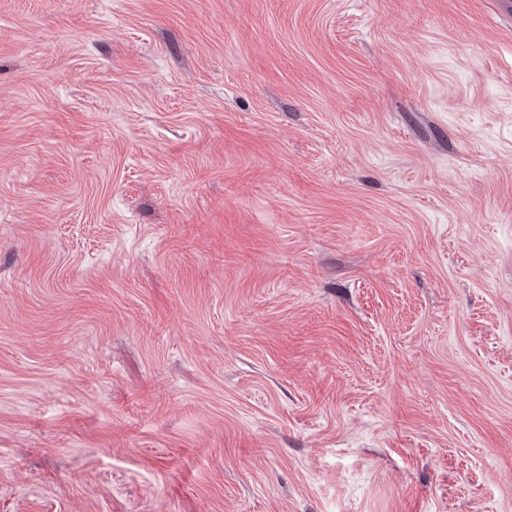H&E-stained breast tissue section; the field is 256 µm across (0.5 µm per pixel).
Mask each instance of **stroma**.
Wrapping results in <instances>:
<instances>
[{
    "label": "stroma",
    "instance_id": "stroma-1",
    "mask_svg": "<svg viewBox=\"0 0 512 512\" xmlns=\"http://www.w3.org/2000/svg\"><path fill=\"white\" fill-rule=\"evenodd\" d=\"M0 512H512V0H0Z\"/></svg>",
    "mask_w": 512,
    "mask_h": 512
}]
</instances>
